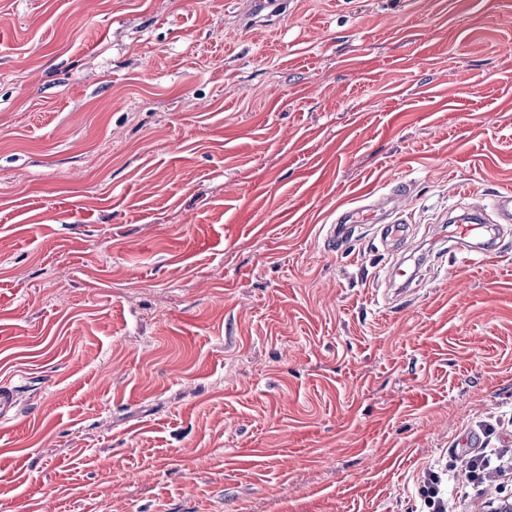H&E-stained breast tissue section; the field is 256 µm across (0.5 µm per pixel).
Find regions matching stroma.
Wrapping results in <instances>:
<instances>
[{"label":"stroma","instance_id":"obj_1","mask_svg":"<svg viewBox=\"0 0 512 512\" xmlns=\"http://www.w3.org/2000/svg\"><path fill=\"white\" fill-rule=\"evenodd\" d=\"M506 189L512 0H0V512H415L512 448ZM486 208L487 205L482 203L480 208L471 209L453 221L455 231L448 241L454 244L448 249L455 248L461 252L464 262L485 259L497 253L491 244L494 225L487 224L483 212ZM366 209L350 210L344 212L338 217L335 224H329L327 229V240L330 246H343L344 242L349 238L352 227L351 224H363L371 219L385 222L381 218H374V212L364 213ZM19 394L18 386L12 384L0 385V420H10L19 411ZM477 448L461 455L454 453L449 460L444 456L428 464L414 484V495L421 512H450L448 501V483L457 480L460 475L466 476L469 482L480 483L482 487L493 481L495 492L501 485L499 477L512 475L511 457L499 454V448ZM493 478V479H492Z\"/></svg>","mask_w":512,"mask_h":512}]
</instances>
